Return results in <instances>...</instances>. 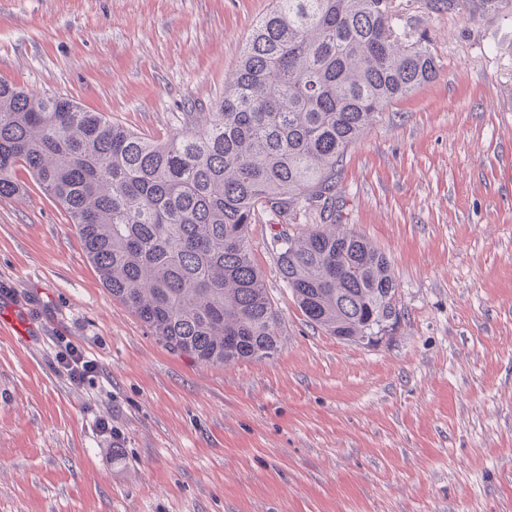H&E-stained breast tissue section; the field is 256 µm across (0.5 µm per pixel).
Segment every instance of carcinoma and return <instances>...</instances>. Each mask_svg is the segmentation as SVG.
Listing matches in <instances>:
<instances>
[{
  "mask_svg": "<svg viewBox=\"0 0 512 512\" xmlns=\"http://www.w3.org/2000/svg\"><path fill=\"white\" fill-rule=\"evenodd\" d=\"M391 0H275L224 96L164 139L0 80V198L25 170L68 213L103 285L170 351L224 366L275 357L283 324L251 258L260 211L283 230V281L310 324L360 344L400 324L389 259L332 223L336 166L375 118L435 77Z\"/></svg>",
  "mask_w": 512,
  "mask_h": 512,
  "instance_id": "obj_1",
  "label": "carcinoma"
}]
</instances>
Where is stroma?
Wrapping results in <instances>:
<instances>
[{
    "label": "stroma",
    "mask_w": 512,
    "mask_h": 512,
    "mask_svg": "<svg viewBox=\"0 0 512 512\" xmlns=\"http://www.w3.org/2000/svg\"><path fill=\"white\" fill-rule=\"evenodd\" d=\"M272 0H0V79L155 137L223 96ZM437 74L380 114L336 178V221L386 254L403 320L376 348L312 327L261 212L274 358L170 352L103 286L25 172L0 198V512H512V18L393 0ZM98 374H59L57 337ZM106 420L120 436L108 441Z\"/></svg>",
    "instance_id": "35a3bbf8"
}]
</instances>
